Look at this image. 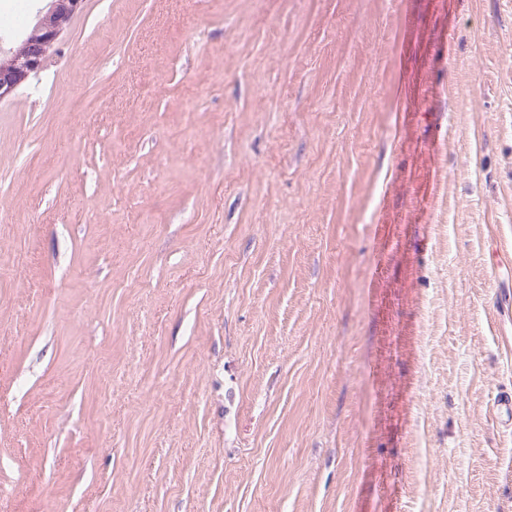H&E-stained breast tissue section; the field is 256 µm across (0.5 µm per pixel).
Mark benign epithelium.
<instances>
[{"label":"benign epithelium","mask_w":512,"mask_h":512,"mask_svg":"<svg viewBox=\"0 0 512 512\" xmlns=\"http://www.w3.org/2000/svg\"><path fill=\"white\" fill-rule=\"evenodd\" d=\"M81 0H51L49 20L38 25V35L26 45L27 66L19 69L6 59L0 61V99L13 95L32 73L38 72L61 31L80 8Z\"/></svg>","instance_id":"benign-epithelium-1"}]
</instances>
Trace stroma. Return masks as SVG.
Returning a JSON list of instances; mask_svg holds the SVG:
<instances>
[{
  "instance_id": "35a3bbf8",
  "label": "stroma",
  "mask_w": 512,
  "mask_h": 512,
  "mask_svg": "<svg viewBox=\"0 0 512 512\" xmlns=\"http://www.w3.org/2000/svg\"><path fill=\"white\" fill-rule=\"evenodd\" d=\"M0 214V512H512V0H82Z\"/></svg>"
}]
</instances>
